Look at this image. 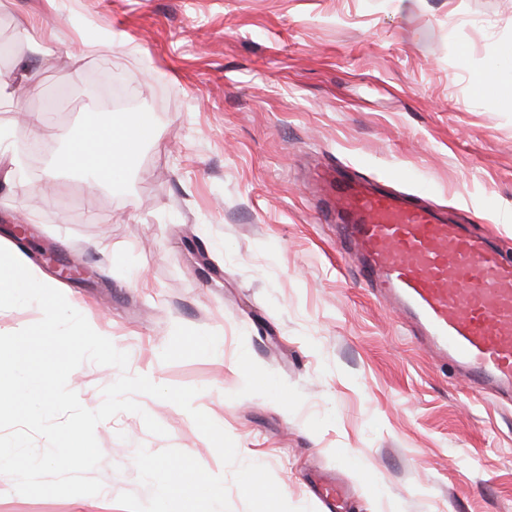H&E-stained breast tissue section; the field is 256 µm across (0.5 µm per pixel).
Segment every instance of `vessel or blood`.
Masks as SVG:
<instances>
[{
    "instance_id": "b4317fda",
    "label": "vessel or blood",
    "mask_w": 512,
    "mask_h": 512,
    "mask_svg": "<svg viewBox=\"0 0 512 512\" xmlns=\"http://www.w3.org/2000/svg\"><path fill=\"white\" fill-rule=\"evenodd\" d=\"M325 216L360 258L363 280L391 299L429 351L457 366L474 391L512 398V261L439 210L409 201L393 176L318 175Z\"/></svg>"
}]
</instances>
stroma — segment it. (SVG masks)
<instances>
[{
	"label": "stroma",
	"mask_w": 512,
	"mask_h": 512,
	"mask_svg": "<svg viewBox=\"0 0 512 512\" xmlns=\"http://www.w3.org/2000/svg\"><path fill=\"white\" fill-rule=\"evenodd\" d=\"M0 40V77L23 58L33 87L0 100V245L56 279L129 374L198 388L195 407L292 506L318 507L322 474L342 512H512V401L434 364L312 185L327 162L401 172V191L512 255V98L474 84L512 76V0H0ZM99 66L133 79L132 110L154 121L116 183L61 163L76 129L113 117L88 89ZM36 112L53 136L21 134ZM47 241L90 283L57 278ZM119 375L86 362L68 386L94 410ZM138 402L167 434L142 414L100 423L99 495L26 496L0 476V512H212L201 475L246 512L189 414ZM171 458L184 474L161 496L145 467Z\"/></svg>",
	"instance_id": "35a3bbf8"
}]
</instances>
